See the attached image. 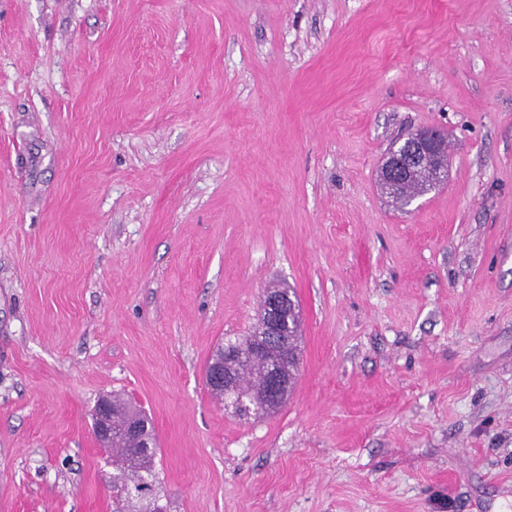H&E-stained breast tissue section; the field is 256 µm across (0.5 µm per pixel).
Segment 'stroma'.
Returning <instances> with one entry per match:
<instances>
[{"label": "stroma", "mask_w": 512, "mask_h": 512, "mask_svg": "<svg viewBox=\"0 0 512 512\" xmlns=\"http://www.w3.org/2000/svg\"><path fill=\"white\" fill-rule=\"evenodd\" d=\"M277 281L298 380L243 418L204 369ZM113 393L165 512H512V0H0V512H116ZM405 140L412 146L411 151H391L381 164L380 174L389 184H397L399 179L409 177L412 172L426 169L440 183L446 176V165L439 157L443 148V134L435 128H426L409 135Z\"/></svg>", "instance_id": "1"}]
</instances>
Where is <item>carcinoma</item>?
<instances>
[{
	"label": "carcinoma",
	"mask_w": 512,
	"mask_h": 512,
	"mask_svg": "<svg viewBox=\"0 0 512 512\" xmlns=\"http://www.w3.org/2000/svg\"><path fill=\"white\" fill-rule=\"evenodd\" d=\"M429 182L430 176L424 173L400 184L395 192V201L400 204L406 196L429 190ZM278 289L282 301L288 304L281 325L282 335L270 340L262 354H255V342L265 333V322L261 319L250 335L227 339L224 346L231 349L229 355H224L222 349L216 354V357L224 358V372L234 374L239 384L231 391L220 384L209 386V390L216 400L227 402L232 407L238 406L244 416L266 413L270 368L277 367L290 376L299 371V362L295 359V355L301 353L297 304L291 289L281 285ZM110 401L116 433L108 447L112 448V465L119 471L116 497L125 503L126 512H162L156 503V449L145 447L154 430L140 408L117 394L112 395ZM133 419L138 420L142 427V431L136 434L125 430V425Z\"/></svg>",
	"instance_id": "carcinoma-1"
}]
</instances>
